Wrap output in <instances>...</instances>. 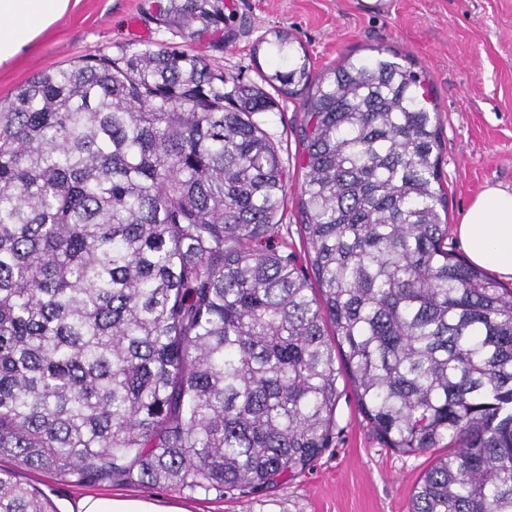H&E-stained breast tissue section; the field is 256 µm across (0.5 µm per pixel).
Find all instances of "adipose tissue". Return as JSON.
Returning a JSON list of instances; mask_svg holds the SVG:
<instances>
[{"instance_id":"ef3b65f1","label":"adipose tissue","mask_w":512,"mask_h":512,"mask_svg":"<svg viewBox=\"0 0 512 512\" xmlns=\"http://www.w3.org/2000/svg\"><path fill=\"white\" fill-rule=\"evenodd\" d=\"M78 4L79 0H0V68L11 66ZM454 233L472 264L512 277V191L497 186L485 188L468 207ZM72 512L189 510L156 496H98L80 499Z\"/></svg>"}]
</instances>
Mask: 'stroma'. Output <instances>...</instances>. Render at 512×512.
Instances as JSON below:
<instances>
[{"label": "stroma", "mask_w": 512, "mask_h": 512, "mask_svg": "<svg viewBox=\"0 0 512 512\" xmlns=\"http://www.w3.org/2000/svg\"><path fill=\"white\" fill-rule=\"evenodd\" d=\"M160 0H81L79 7L10 67L0 69V100L40 68L111 54L115 45L156 46L164 36L154 21ZM230 18L223 47L211 36L188 41L225 77L261 85L274 69L269 49L287 35L295 58H307L311 76L346 54L370 57L392 49L407 55L432 87L439 111L440 177L448 195V222L458 224L487 186L512 190V0H391L383 13L362 11L359 0H224ZM264 113L288 174V195L276 247H301L298 164L304 90H272ZM336 438L299 476L265 491L230 496L178 484L144 488L118 481L72 482L39 471L20 478L43 491L57 512L98 493L151 494L190 512H408L428 454L386 448L360 415L352 390L336 412Z\"/></svg>", "instance_id": "1"}]
</instances>
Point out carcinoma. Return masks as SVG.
I'll list each match as a JSON object with an SVG mask.
<instances>
[{"label":"carcinoma","mask_w":512,"mask_h":512,"mask_svg":"<svg viewBox=\"0 0 512 512\" xmlns=\"http://www.w3.org/2000/svg\"><path fill=\"white\" fill-rule=\"evenodd\" d=\"M428 104L396 53L319 77L300 252L267 246L288 180L261 88L165 43L36 72L0 103V456L257 493L331 447L347 379L385 447L440 451L409 512H512V291L448 250ZM0 512L57 510L0 468Z\"/></svg>","instance_id":"obj_1"}]
</instances>
